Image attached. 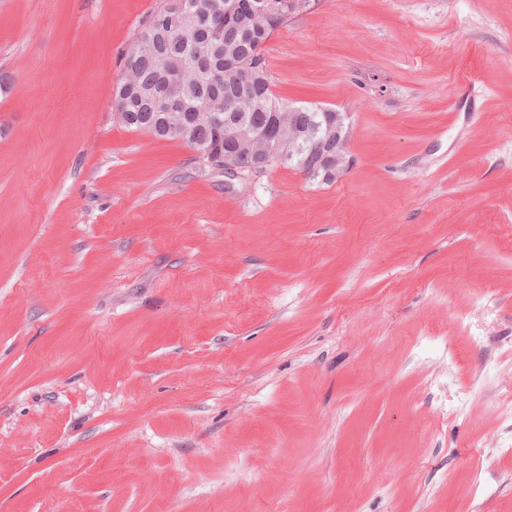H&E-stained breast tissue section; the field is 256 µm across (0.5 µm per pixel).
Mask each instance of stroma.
<instances>
[{
	"mask_svg": "<svg viewBox=\"0 0 512 512\" xmlns=\"http://www.w3.org/2000/svg\"><path fill=\"white\" fill-rule=\"evenodd\" d=\"M160 2L0 0V512H512L471 385L512 396V0L272 34L274 94L352 115L331 185L120 125Z\"/></svg>",
	"mask_w": 512,
	"mask_h": 512,
	"instance_id": "1",
	"label": "stroma"
}]
</instances>
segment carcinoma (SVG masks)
<instances>
[{"mask_svg": "<svg viewBox=\"0 0 512 512\" xmlns=\"http://www.w3.org/2000/svg\"><path fill=\"white\" fill-rule=\"evenodd\" d=\"M261 0H230L222 31L213 36L189 28L164 29L153 45L135 42L123 55L126 91L114 100L117 112L127 114L124 124L133 132L149 133L168 140L176 136L167 129L178 123L185 126L182 142L194 148L211 149L209 163L222 167L224 158L235 157L256 148V131L265 130L270 140L288 137V127L299 134L295 159L286 166L300 172L316 168L315 181L331 185L336 170L320 162L311 151L314 141H333L330 122L334 108L296 106L280 101L271 89L264 46L272 33L294 14L291 0H283L281 10L272 17L258 12ZM178 62L187 70L181 112H159L143 96L147 89L161 86L168 77V66ZM207 102L223 113V124L210 121V113L192 108Z\"/></svg>", "mask_w": 512, "mask_h": 512, "instance_id": "cac0c4a2", "label": "carcinoma"}]
</instances>
